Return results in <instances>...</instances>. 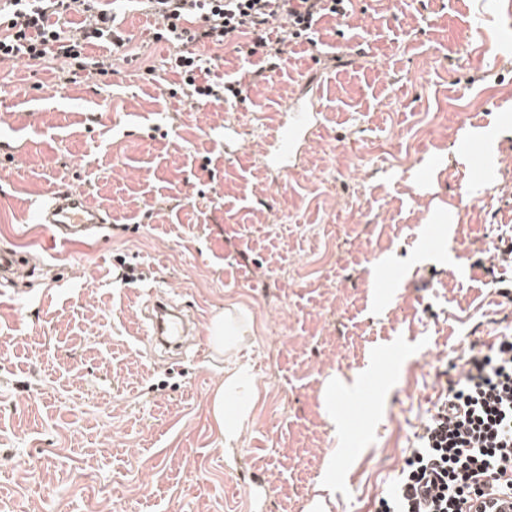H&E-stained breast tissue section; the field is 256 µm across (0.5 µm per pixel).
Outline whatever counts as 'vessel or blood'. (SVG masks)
Instances as JSON below:
<instances>
[{
    "label": "vessel or blood",
    "instance_id": "b4317fda",
    "mask_svg": "<svg viewBox=\"0 0 512 512\" xmlns=\"http://www.w3.org/2000/svg\"><path fill=\"white\" fill-rule=\"evenodd\" d=\"M321 80L308 73L301 81L299 93L293 97L285 111L280 113L267 143V165L277 180L284 181L295 174L302 162L301 148L319 129L318 94ZM244 147L242 126L224 128V155L238 157ZM38 223L47 225L53 238L66 244L93 238L98 229L111 223L109 210L93 206L79 191L57 189L50 192L37 210ZM145 317L151 345L171 343L173 349L195 341L194 319L175 300L160 295L152 297Z\"/></svg>",
    "mask_w": 512,
    "mask_h": 512
}]
</instances>
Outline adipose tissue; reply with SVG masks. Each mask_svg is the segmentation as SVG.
<instances>
[{"instance_id": "ef3b65f1", "label": "adipose tissue", "mask_w": 512, "mask_h": 512, "mask_svg": "<svg viewBox=\"0 0 512 512\" xmlns=\"http://www.w3.org/2000/svg\"><path fill=\"white\" fill-rule=\"evenodd\" d=\"M207 331L211 345L224 353L228 362L223 382L210 397L209 409L224 447L230 452L237 446L260 397L250 366L238 358L246 336L252 333V321L241 307L231 305L213 315Z\"/></svg>"}]
</instances>
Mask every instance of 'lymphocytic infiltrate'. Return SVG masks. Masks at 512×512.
<instances>
[{"label":"lymphocytic infiltrate","mask_w":512,"mask_h":512,"mask_svg":"<svg viewBox=\"0 0 512 512\" xmlns=\"http://www.w3.org/2000/svg\"><path fill=\"white\" fill-rule=\"evenodd\" d=\"M156 16L157 39L175 46L170 69L181 75L187 97L196 104L238 98L237 81L214 79L201 49L223 46L242 35L248 56H260L261 69L274 72L282 49L273 41V15L288 22L289 38L309 37L325 16L347 17L349 0H141ZM84 20L75 37L62 38L58 20L67 13ZM110 10L97 0H0V62L52 57L72 70L105 76L110 58L91 57L88 45L110 41L123 50L128 39ZM193 22L192 32L180 21ZM458 377L449 379L446 407L424 424L381 512H488V499L512 497V336L488 350L469 347L458 358Z\"/></svg>","instance_id":"1"}]
</instances>
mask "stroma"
Here are the masks:
<instances>
[{"instance_id": "obj_1", "label": "stroma", "mask_w": 512, "mask_h": 512, "mask_svg": "<svg viewBox=\"0 0 512 512\" xmlns=\"http://www.w3.org/2000/svg\"><path fill=\"white\" fill-rule=\"evenodd\" d=\"M502 3L350 0L313 42H286L268 79L231 38L205 51L241 83L223 103L170 97L173 47L137 0L120 5L125 51L86 49L113 55L110 76L65 84L57 62H0V248L31 256L0 287V512H309L323 481L347 512H377L461 352L512 336L481 266L512 240ZM314 69L323 125L281 185L260 133ZM230 122L248 135L234 159ZM472 130L488 138L475 186ZM62 187L111 211L98 241L63 245L34 223ZM154 292L201 334L231 303L252 318L242 357L261 397L233 454L208 408L225 359L150 349ZM360 369L350 416L330 425L327 377ZM243 127L238 125H228L224 127V155L225 158H237L244 147Z\"/></svg>"}]
</instances>
